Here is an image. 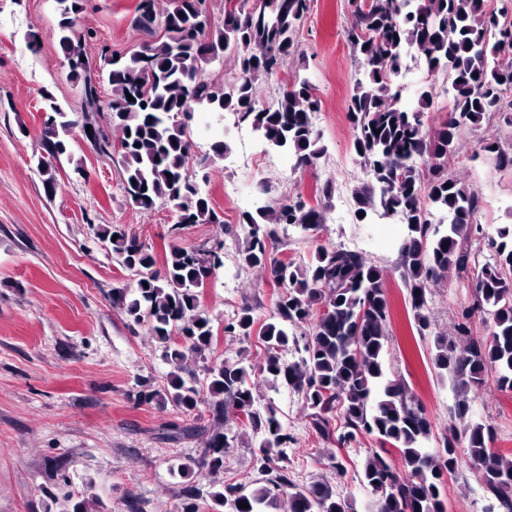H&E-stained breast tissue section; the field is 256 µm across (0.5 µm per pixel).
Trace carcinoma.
I'll list each match as a JSON object with an SVG mask.
<instances>
[{
  "instance_id": "obj_1",
  "label": "carcinoma",
  "mask_w": 512,
  "mask_h": 512,
  "mask_svg": "<svg viewBox=\"0 0 512 512\" xmlns=\"http://www.w3.org/2000/svg\"><path fill=\"white\" fill-rule=\"evenodd\" d=\"M83 0H56L60 44L65 60H89L86 36L78 30ZM206 0H139L138 27L163 33L144 45L151 68L145 74L132 57H101L96 71L70 72L82 80L81 117L73 118L55 101L47 108L51 127L48 156L38 162L45 183L55 181L53 159L66 152L73 130L107 157L116 153L123 169L126 202L140 210L161 200L180 206L174 229L187 224H222L211 198L196 181L194 166L208 168L227 156L224 142L213 156L192 153L188 109L231 111L261 133L267 146L292 159L291 170L315 166L326 156L323 131L315 123L320 101L306 74L295 70L277 97L261 100V84L275 78L294 49V35L309 0H263L251 13V0H233L224 9L222 26L212 27ZM506 8L491 9L487 0H375L367 13L353 11L345 31L366 80L353 87L347 115L353 128L351 152L362 181L353 191L359 221L374 216L407 226L400 244L399 276L419 334L431 328L428 294L450 267L476 274L472 307L455 325L456 336L438 334L432 359L435 376L451 380L456 393L454 417L468 420L435 438L433 423L406 380L386 372L389 303L384 274L361 251L343 245H319L303 262L285 252L279 228L307 232L324 224L336 186L317 185L313 201L302 195L286 203L259 207L242 215L246 228L236 262L241 268L269 271L279 288L267 321L257 325L248 307L224 325L230 336L255 338L263 356L254 364L241 360L207 361L213 330L210 317L198 310V289L214 277L223 260L224 242L211 246H174L163 268L145 244L121 225L98 233L123 266L138 271L130 289H112V301L138 323L147 318L149 334L160 344L170 366L167 387L140 383L143 402L166 399L194 420L205 407L214 421L203 458L185 465L186 476L202 478L224 471L228 449L239 433L228 415L243 416L252 431L254 486L226 483L208 492L210 512H354L324 477L295 483L286 448L295 442L278 410L257 392V378L271 388L286 387L300 398L309 427L323 441L332 467L343 474L337 451L371 439L380 445L366 456L360 483L375 495V512H445L443 492L461 456L476 468L489 504L484 512H512V457L489 447L496 435L490 424L469 418V393L493 374L501 390H512V224L489 233L479 221L480 196L448 172V142L464 128L512 109V22ZM420 53L433 74H450L446 92L453 106L446 119L428 128L426 110L432 91L419 92L417 105L402 101L398 79L409 50ZM234 55L237 71L230 82L204 76V66ZM111 97L100 96L101 80ZM133 100H128V97ZM110 113L120 132L118 148L96 124L95 115ZM481 150L498 165L512 169V145L482 139ZM480 312L490 317L483 340L470 337L468 320ZM203 360L201 372H188V356ZM201 428L180 421L165 438L199 434ZM399 453L402 467L391 460ZM183 512H199L201 489L186 487ZM244 502L249 508L239 507Z\"/></svg>"
}]
</instances>
